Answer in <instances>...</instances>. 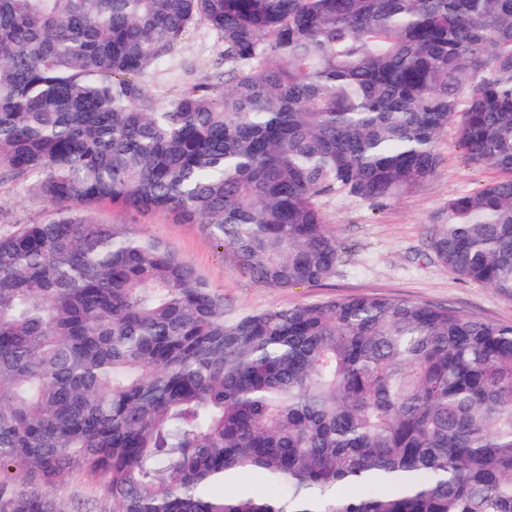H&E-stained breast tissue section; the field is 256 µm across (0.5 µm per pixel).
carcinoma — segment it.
Wrapping results in <instances>:
<instances>
[{"instance_id": "carcinoma-1", "label": "carcinoma", "mask_w": 512, "mask_h": 512, "mask_svg": "<svg viewBox=\"0 0 512 512\" xmlns=\"http://www.w3.org/2000/svg\"><path fill=\"white\" fill-rule=\"evenodd\" d=\"M196 25L227 79L163 102L142 77ZM457 119L505 177L450 197L431 248L512 297V0H0V171L53 212L0 234V512H64L80 471L106 512H512V325L373 295L230 318L93 215L318 283L343 261L322 199L428 180Z\"/></svg>"}]
</instances>
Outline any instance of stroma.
<instances>
[{
	"instance_id": "35a3bbf8",
	"label": "stroma",
	"mask_w": 512,
	"mask_h": 512,
	"mask_svg": "<svg viewBox=\"0 0 512 512\" xmlns=\"http://www.w3.org/2000/svg\"><path fill=\"white\" fill-rule=\"evenodd\" d=\"M224 44L205 26L189 30L170 56L145 78L148 89L172 97L192 84L224 69ZM439 166L429 180L399 197L379 204L335 196L324 199L326 224L343 248L344 259L335 274L318 284L271 288L242 274L226 259L197 224L173 216L120 209L104 204L96 216L111 224H130L143 234L169 245L192 264L224 296L229 315L347 298L378 295L445 306L475 320L512 324V298L466 282L439 262L430 246L434 225L446 217L448 199L479 190L496 179L495 171L469 164L449 125L437 143ZM51 209L33 196L27 184L0 177V232L19 223L45 220ZM51 494L64 512H102L105 498L97 481L74 473Z\"/></svg>"
}]
</instances>
